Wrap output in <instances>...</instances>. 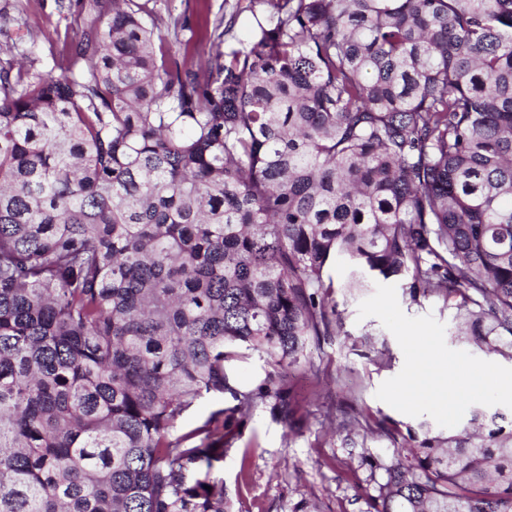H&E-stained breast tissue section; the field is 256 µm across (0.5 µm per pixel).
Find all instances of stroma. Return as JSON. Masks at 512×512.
I'll list each match as a JSON object with an SVG mask.
<instances>
[{"label": "stroma", "mask_w": 512, "mask_h": 512, "mask_svg": "<svg viewBox=\"0 0 512 512\" xmlns=\"http://www.w3.org/2000/svg\"><path fill=\"white\" fill-rule=\"evenodd\" d=\"M152 4L162 20L178 19L181 32L166 30L162 37L187 64L206 62L218 47L237 45L248 36L246 12L231 32L223 36L217 32L220 20L232 11L231 0H152ZM90 18L88 0H0V59L61 73L66 67L65 40L82 33ZM180 39L190 40L189 49L177 48ZM328 273L340 327L307 352L304 382L309 395L298 410L303 428L289 431L267 405L258 404L216 465L234 512H291L300 502L313 512H369L373 483L362 458L390 459L395 442L388 430L403 431L417 423L376 397L381 383L401 371L404 355L377 318L357 317L359 303L372 295V288L348 287L344 259H333ZM395 287L406 315H433L445 326L447 345L468 350V343L456 334L451 311L437 297L413 303L405 281H396ZM353 407L373 430L357 436L351 447L338 425Z\"/></svg>", "instance_id": "stroma-1"}]
</instances>
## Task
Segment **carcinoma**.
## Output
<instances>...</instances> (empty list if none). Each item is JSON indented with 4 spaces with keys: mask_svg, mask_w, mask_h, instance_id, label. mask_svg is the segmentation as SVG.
Returning <instances> with one entry per match:
<instances>
[{
    "mask_svg": "<svg viewBox=\"0 0 512 512\" xmlns=\"http://www.w3.org/2000/svg\"><path fill=\"white\" fill-rule=\"evenodd\" d=\"M148 2L58 77L0 62V512H233L215 464L260 402L301 427L283 371L336 331V257L512 358V0H237L248 40L195 70ZM499 418L362 460L370 512H512ZM225 369L232 384L239 390L255 389L269 370L265 361L257 355L226 362ZM235 401L229 394L222 396H211L202 400L198 405L189 409L182 417L181 420V433L187 432L199 425H201L210 415L212 411L220 408H227L233 406Z\"/></svg>",
    "mask_w": 512,
    "mask_h": 512,
    "instance_id": "1",
    "label": "carcinoma"
}]
</instances>
